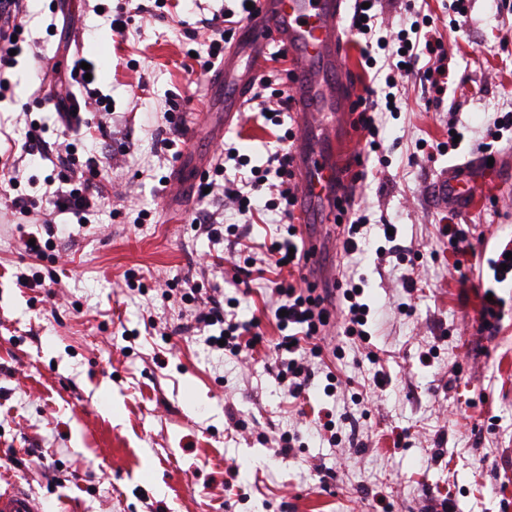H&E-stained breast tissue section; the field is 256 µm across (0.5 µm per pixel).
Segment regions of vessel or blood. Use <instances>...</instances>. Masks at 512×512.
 Returning <instances> with one entry per match:
<instances>
[{"instance_id":"1","label":"vessel or blood","mask_w":512,"mask_h":512,"mask_svg":"<svg viewBox=\"0 0 512 512\" xmlns=\"http://www.w3.org/2000/svg\"><path fill=\"white\" fill-rule=\"evenodd\" d=\"M347 0H256L253 15L235 43L224 52L209 78V88L224 111L225 126L240 117V107L259 76L249 59L262 56L269 43L288 54L292 80L293 116L298 136L290 155L299 187L300 207L295 221L321 224L346 206L353 172L342 169L341 149L357 133L353 113L354 91L342 73L350 33L345 26ZM482 155L449 166L437 181V192L449 211L461 213L478 201L479 182L485 173ZM202 159L177 166L170 193L172 207L188 208L189 185L200 180ZM329 241L318 233L306 236L300 273L320 288L336 285L333 269L322 266ZM0 512H40L32 497L19 488L0 490Z\"/></svg>"}]
</instances>
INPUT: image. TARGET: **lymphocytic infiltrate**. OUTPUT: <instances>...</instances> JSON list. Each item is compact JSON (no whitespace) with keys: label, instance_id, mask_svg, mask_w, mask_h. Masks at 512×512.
Returning <instances> with one entry per match:
<instances>
[{"label":"lymphocytic infiltrate","instance_id":"1","mask_svg":"<svg viewBox=\"0 0 512 512\" xmlns=\"http://www.w3.org/2000/svg\"><path fill=\"white\" fill-rule=\"evenodd\" d=\"M378 0H356L348 26L354 37L363 39L361 55L367 68H375V53L384 49L385 37L373 34L375 7ZM249 8H242L240 14H215L204 19L203 26L210 32L206 56L201 60L203 71H211L219 58L224 55V46L229 43L235 33L239 20L247 19ZM420 26L411 23L409 28L400 29L395 39L398 52L388 55L385 64L388 72L385 76L386 91L377 94L373 87H366L364 95L358 96L354 109L359 114V127L367 132L370 140H377L379 126L377 116L382 112L396 109V88L401 77L410 73H418L421 83L427 84L434 94V102H441L448 88L449 67L448 53L441 40L421 39ZM429 57L431 66L421 67V57ZM56 158L64 174V187L50 190L48 193L49 207L42 212L40 221L44 224L53 223L55 215L68 213L75 217L78 227H85L93 207L91 193L92 180L88 178L89 170L95 169L94 159H87L85 169H78L74 160V147L69 143L59 144ZM291 159L286 153H272L265 165H251L248 156L240 154L235 148L225 149L219 156L214 167L213 179H201L200 188L221 190L225 202L236 206L240 214H248L253 210V198L264 200L267 210H281L285 216H292L298 202L297 189L292 179L294 174L290 168ZM234 165L235 169H248V178L242 183L228 182L218 184L217 179L223 176L226 165ZM274 292L279 298L277 304L281 315L276 319L280 339L275 345L276 351L284 352L276 374L279 383L285 384L292 397H299L305 383L304 374L308 368L304 364L306 356H320L321 348L316 339L322 329L335 320H342L344 333L348 336L367 340L369 333V307L360 300L361 294L353 279H345L339 289V307L330 309L322 296L316 295L313 288L298 289L295 286L276 284ZM192 318L197 325L213 328V335L208 336L210 346H222L224 352L231 356L255 349L262 341L258 333V319L239 320L235 310L226 309L223 302L215 300L211 305L193 311Z\"/></svg>","mask_w":512,"mask_h":512}]
</instances>
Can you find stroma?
Listing matches in <instances>:
<instances>
[{
  "label": "stroma",
  "mask_w": 512,
  "mask_h": 512,
  "mask_svg": "<svg viewBox=\"0 0 512 512\" xmlns=\"http://www.w3.org/2000/svg\"><path fill=\"white\" fill-rule=\"evenodd\" d=\"M230 0H27L16 64L0 72V155L18 160L17 192L46 207L54 166L42 150L73 142L95 157L101 195L90 224L68 235V214L33 224L0 205V487L29 492L44 512H512V290L499 293L494 333H478L484 291L472 258L448 249L442 229L469 227L472 246L512 242V142L481 185L490 199L459 215L436 197L448 166L469 160L486 128L512 111V11L466 0L465 24L449 25L448 0H424L428 29L450 58L440 106L416 77L400 110L383 114L381 148L363 165L354 201L369 219L359 254L335 266L365 285L370 342L325 331L321 358L300 398L276 379L274 279L299 277L265 259L280 215L224 212L234 236L196 232L193 210L166 206L159 180L163 114L174 110L190 137L182 153L234 144L252 163L288 148L283 128L243 107L222 142L210 137L223 113L210 109L207 76L190 50L204 51L200 20ZM123 14L125 34L112 29ZM95 80L72 76L74 61ZM480 95H473V88ZM104 98L111 113L83 108L58 123L48 99ZM463 132L454 150L427 159L419 142ZM146 220H139V212ZM396 227L385 240L382 225ZM36 237L41 254L26 248ZM39 273L24 287L19 274ZM418 276L414 292L405 274ZM193 278L203 295L237 299L258 317L264 341L248 357L222 356L206 331L175 334L179 308L164 297ZM134 333L126 344L124 332ZM339 386L326 396V373ZM329 411L333 431L315 419ZM290 433L298 445L278 452ZM337 436L329 445V436Z\"/></svg>",
  "instance_id": "35a3bbf8"
}]
</instances>
